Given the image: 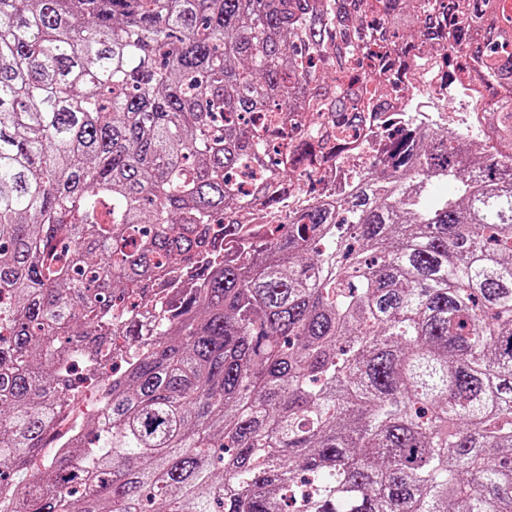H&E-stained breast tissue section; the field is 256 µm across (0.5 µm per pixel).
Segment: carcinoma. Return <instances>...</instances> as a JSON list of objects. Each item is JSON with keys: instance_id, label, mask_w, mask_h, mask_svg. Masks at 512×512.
<instances>
[{"instance_id": "cac0c4a2", "label": "carcinoma", "mask_w": 512, "mask_h": 512, "mask_svg": "<svg viewBox=\"0 0 512 512\" xmlns=\"http://www.w3.org/2000/svg\"><path fill=\"white\" fill-rule=\"evenodd\" d=\"M465 2L0 0V512H512V0ZM417 35L492 87L482 164L397 130L238 223ZM383 125L384 123L375 124L372 118L368 125L361 124L349 149L336 153V157L318 166L311 179L291 185L288 190V202L284 204L286 206L280 211L266 210L259 221L264 224H285L288 215L298 216L303 213L313 203V198L318 197V194L309 192L312 182L319 190L318 193L325 192L328 196L335 191L338 184L344 188L346 184L352 185L358 176L366 171L379 172L384 162ZM327 189L330 191L326 193Z\"/></svg>"}]
</instances>
